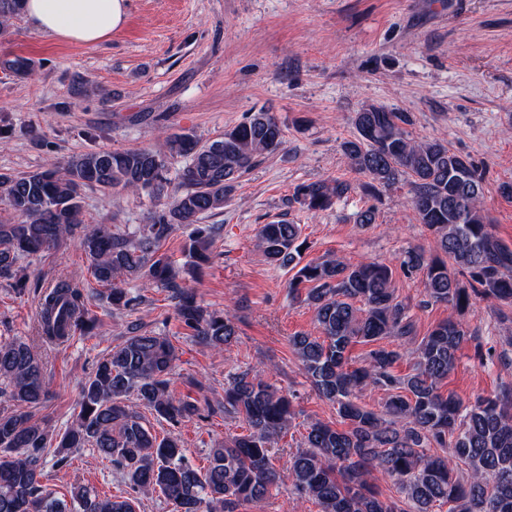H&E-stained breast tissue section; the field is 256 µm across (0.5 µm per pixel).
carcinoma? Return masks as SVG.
<instances>
[{"label":"carcinoma","mask_w":512,"mask_h":512,"mask_svg":"<svg viewBox=\"0 0 512 512\" xmlns=\"http://www.w3.org/2000/svg\"><path fill=\"white\" fill-rule=\"evenodd\" d=\"M24 0H0V36L23 11ZM0 69L31 75L27 60L0 58ZM410 115L366 104L352 117L356 135L341 144L351 167L369 178L361 188L409 182L419 223L431 232V251H406L402 266L425 272L426 300L454 313L482 295L512 305V249L492 232L483 210V179L475 163L443 140H415ZM285 144L282 125L265 110L253 112L223 135L203 143L190 133L165 135V149H101L63 167L31 173L0 171V279L17 293L29 275L18 262L74 243L93 277L106 287L114 309L135 298L124 284L136 279L164 289L175 301L181 322L216 350L237 339L236 317L207 311L185 280L214 258L218 227L200 220L224 208L239 179ZM185 160L175 178L172 160ZM144 193L155 201L149 223L128 234L108 224H87L86 188ZM355 189L345 180L298 185L294 200L311 212L330 208ZM193 227L186 261L179 266L161 251L173 227ZM300 227L278 220L259 227L256 239L266 259L295 269L288 288L305 297L320 335L297 333L289 345L318 395L337 406L347 425L315 422L304 436L305 449L290 460L294 492L314 501L320 512H512V391L479 397L469 406L441 384L454 369L468 330L453 317L436 324L412 351V372L394 365L406 353L378 346L354 367L349 348L387 336L408 343L416 336L409 306L391 289L392 271L369 261L349 264L335 258L300 265ZM466 277L459 280L458 275ZM307 292L301 293V286ZM362 306L357 307L355 303ZM82 289L59 277L40 303L39 335L51 345L67 343L76 330L89 335ZM176 353L165 336L131 326L99 359L82 385L78 412L57 435L33 410L48 397L41 359L19 338L0 339V398L12 408L0 413V512H134L133 500L101 498L85 486L66 502L42 482V458L56 446V464L67 463L73 448H92L121 472L135 492H159L173 512H237L243 502H259L280 475L270 453L275 438L291 427L292 395L241 371L224 388V413L237 415L247 433L213 448L207 468H196L179 437L159 436L145 423L142 407L172 425L201 416L196 401L170 389ZM389 394L385 415L359 403L369 389ZM379 470L399 486L404 499H383L366 477Z\"/></svg>","instance_id":"obj_1"}]
</instances>
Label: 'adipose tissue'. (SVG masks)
Masks as SVG:
<instances>
[{"mask_svg": "<svg viewBox=\"0 0 512 512\" xmlns=\"http://www.w3.org/2000/svg\"><path fill=\"white\" fill-rule=\"evenodd\" d=\"M128 10L129 0H27L24 14L58 40L95 45L124 24Z\"/></svg>", "mask_w": 512, "mask_h": 512, "instance_id": "adipose-tissue-1", "label": "adipose tissue"}]
</instances>
